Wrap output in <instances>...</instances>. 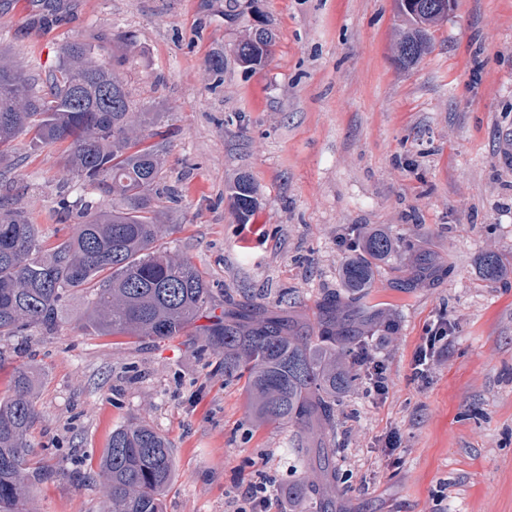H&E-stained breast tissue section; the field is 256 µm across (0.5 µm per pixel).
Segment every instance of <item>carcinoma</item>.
<instances>
[{
	"label": "carcinoma",
	"instance_id": "1",
	"mask_svg": "<svg viewBox=\"0 0 512 512\" xmlns=\"http://www.w3.org/2000/svg\"><path fill=\"white\" fill-rule=\"evenodd\" d=\"M409 13L397 3L407 29L396 44V60L415 65L430 47L431 28L446 14L426 7ZM274 34L263 22L249 28L232 53L245 70L262 66ZM25 70L0 57V163L22 134L44 145L69 142L68 172L93 186L102 200L96 210L77 198L63 202L83 221L75 232L47 247L37 225L0 203V340L33 333L54 334L64 311L88 297L86 324L101 335L138 341L194 334L203 352L224 355V375L247 373V392L256 416L296 428L293 452L320 472L325 487L336 483V449L327 436L336 431V393L354 376L322 362L297 322L275 312L211 314L213 289L188 260L156 246L165 233L157 202L164 194L162 158L144 144L135 104L122 72L86 42L72 41L46 74L47 90L33 87ZM235 218L247 224L259 201L252 177L239 174L229 186ZM387 235L363 237L362 252L340 271L345 294L324 298L320 339L348 353L356 340L354 321L370 317L368 289L377 262L395 251ZM484 277L502 275L493 251L481 259ZM429 275L415 260L403 287ZM205 325H196L201 319ZM11 394L0 397V512H20L41 473L34 466L29 431L36 416L35 377L13 368ZM175 457L168 438L135 420L112 430L98 461L107 512H163L162 498L174 478Z\"/></svg>",
	"mask_w": 512,
	"mask_h": 512
}]
</instances>
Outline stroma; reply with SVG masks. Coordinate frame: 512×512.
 Masks as SVG:
<instances>
[{
    "label": "stroma",
    "mask_w": 512,
    "mask_h": 512,
    "mask_svg": "<svg viewBox=\"0 0 512 512\" xmlns=\"http://www.w3.org/2000/svg\"><path fill=\"white\" fill-rule=\"evenodd\" d=\"M258 17L275 43L248 73L232 48ZM402 25L396 0H0V53L46 71L82 40L123 60L177 194L160 203L164 241L205 274L215 314L273 310L319 336L317 304L342 290L351 255L342 236L384 229L397 250L371 297L393 327L361 335L387 366L388 391L368 395L353 355H337L356 380L336 398V512H512V0H454L411 67L395 60ZM216 52L219 75L206 64ZM66 160V145L25 136L7 160L8 203L48 245L79 221L61 196L97 199ZM242 172L259 200L246 224L227 194ZM489 250L507 268L495 283L481 274ZM419 253L434 273L399 287ZM440 316L448 350L415 377V347ZM85 317L75 299L56 335L11 343L13 364L37 376L29 439L44 476L31 512H105L92 474L132 419L173 444L164 512H227L251 481L266 482L278 512H307L288 489L320 478L292 454L293 427L257 423L220 355L186 336H100Z\"/></svg>",
    "instance_id": "1"
}]
</instances>
